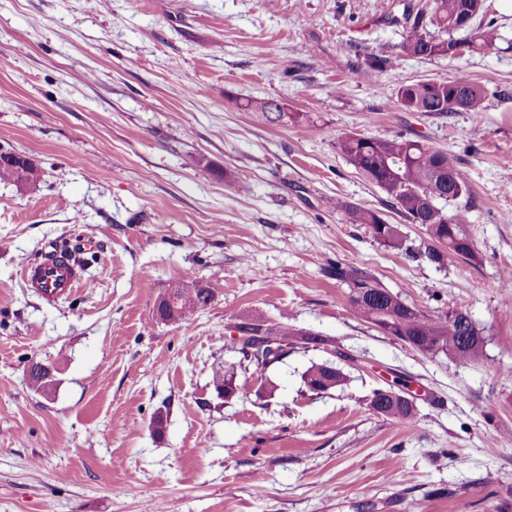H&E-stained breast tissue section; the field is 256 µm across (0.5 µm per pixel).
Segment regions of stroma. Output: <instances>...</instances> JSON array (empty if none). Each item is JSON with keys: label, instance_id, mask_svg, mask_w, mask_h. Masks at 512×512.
Returning a JSON list of instances; mask_svg holds the SVG:
<instances>
[{"label": "stroma", "instance_id": "1", "mask_svg": "<svg viewBox=\"0 0 512 512\" xmlns=\"http://www.w3.org/2000/svg\"><path fill=\"white\" fill-rule=\"evenodd\" d=\"M397 3L0 0V152L40 170L31 189L0 182V512H512V48L407 55ZM462 73L485 111L396 100ZM253 99L294 118L267 122ZM350 133L461 163L471 195L444 209L465 214L474 258L425 257L421 225L338 152ZM352 206L400 225L411 254ZM84 238L74 293L26 288L25 263ZM340 267L429 315L467 311L484 359L358 320ZM192 282L213 302L157 321L156 298ZM255 310L320 344L257 368L229 349ZM32 360L56 367L51 395L29 387ZM325 362L343 385L308 392ZM231 365L245 394L227 401L212 379ZM378 388L419 391L412 430L370 408ZM348 214L350 223L366 224L371 229L372 235L389 248L405 253L410 251V246L406 244V236L401 233L397 225L390 224L385 219H381L379 211L363 207H352L349 209Z\"/></svg>", "mask_w": 512, "mask_h": 512}]
</instances>
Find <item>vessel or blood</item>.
Returning a JSON list of instances; mask_svg holds the SVG:
<instances>
[{"instance_id": "obj_1", "label": "vessel or blood", "mask_w": 512, "mask_h": 512, "mask_svg": "<svg viewBox=\"0 0 512 512\" xmlns=\"http://www.w3.org/2000/svg\"><path fill=\"white\" fill-rule=\"evenodd\" d=\"M86 248V243L79 241L69 245L67 252L57 253L52 260L25 264L22 276L27 287L49 301L76 291L82 283L83 276L73 255Z\"/></svg>"}]
</instances>
